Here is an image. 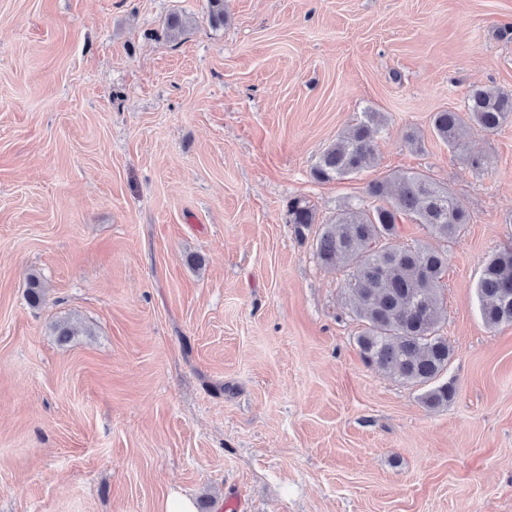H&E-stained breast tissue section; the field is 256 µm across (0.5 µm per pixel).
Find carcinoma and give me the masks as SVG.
<instances>
[{
	"mask_svg": "<svg viewBox=\"0 0 512 512\" xmlns=\"http://www.w3.org/2000/svg\"><path fill=\"white\" fill-rule=\"evenodd\" d=\"M511 117L512 93L474 87L464 111L434 113L432 130L448 147L464 151L471 126L495 132ZM380 130L377 114L365 113L363 121L325 149L313 176L330 181L371 167ZM366 193L378 201L375 207L350 204L321 223L314 243L316 258L345 277L354 313L363 323L356 339L363 361L395 379L426 388L421 399L428 407H446L454 397L453 387L436 380L453 355L448 339L440 334V291L448 271V253L420 242L399 247L392 240L402 214L414 217L431 237L447 243L462 237L470 214L447 188L422 173L373 181ZM287 214L300 237L318 223L316 209L302 199L289 201ZM477 295L487 326L512 324V247L486 260ZM27 299L32 306L44 300L43 286L34 275L28 279Z\"/></svg>",
	"mask_w": 512,
	"mask_h": 512,
	"instance_id": "1",
	"label": "carcinoma"
}]
</instances>
